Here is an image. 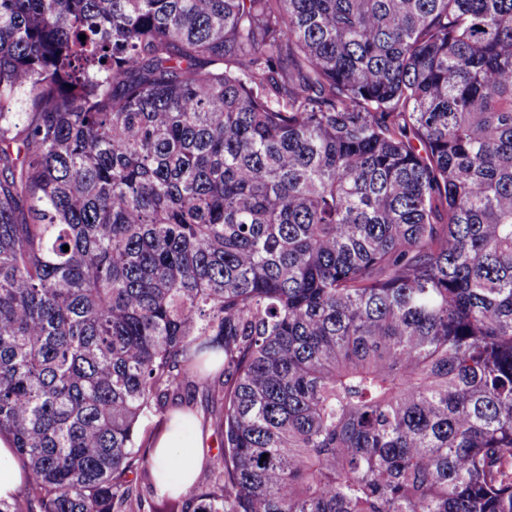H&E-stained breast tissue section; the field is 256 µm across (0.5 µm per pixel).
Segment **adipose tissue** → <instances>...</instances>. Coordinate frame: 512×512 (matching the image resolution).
<instances>
[{"label":"adipose tissue","mask_w":512,"mask_h":512,"mask_svg":"<svg viewBox=\"0 0 512 512\" xmlns=\"http://www.w3.org/2000/svg\"><path fill=\"white\" fill-rule=\"evenodd\" d=\"M185 424L184 417H174L169 424V433L162 436L156 444V456L166 463L165 468L161 470V481L158 485L160 491L167 492L177 487L187 488L193 481L200 464L201 438H194L191 442L192 448L188 451L175 443L176 437Z\"/></svg>","instance_id":"obj_1"}]
</instances>
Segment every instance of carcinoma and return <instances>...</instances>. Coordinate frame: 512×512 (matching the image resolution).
Instances as JSON below:
<instances>
[{
  "label": "carcinoma",
  "mask_w": 512,
  "mask_h": 512,
  "mask_svg": "<svg viewBox=\"0 0 512 512\" xmlns=\"http://www.w3.org/2000/svg\"><path fill=\"white\" fill-rule=\"evenodd\" d=\"M199 387L152 512H512V0H0V512ZM185 424H187V421L184 417L175 416L169 424V434L162 436L155 446V455L162 462L176 459L180 464L173 468H162L161 482L158 485V489L163 493L173 490L175 487L185 490L194 480L195 474L196 477H204L201 472V465L199 466L203 443L201 435L197 434L192 441L186 443V446H177L175 444V439L180 434ZM183 448L196 449L188 452ZM23 471L8 438L0 437V499L11 501L20 491Z\"/></svg>",
  "instance_id": "1"
}]
</instances>
